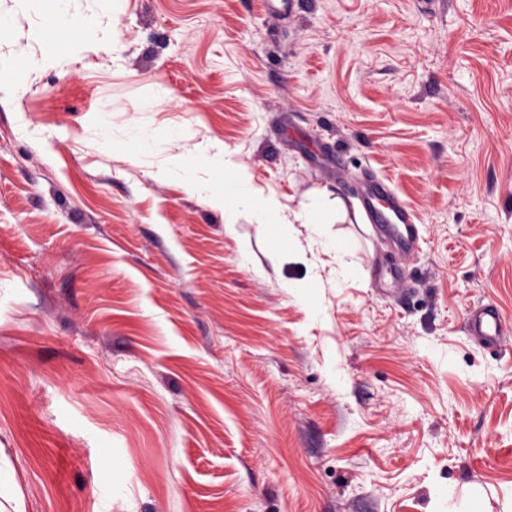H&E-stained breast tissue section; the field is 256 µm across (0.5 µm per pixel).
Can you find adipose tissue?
<instances>
[{
  "label": "adipose tissue",
  "instance_id": "obj_1",
  "mask_svg": "<svg viewBox=\"0 0 512 512\" xmlns=\"http://www.w3.org/2000/svg\"><path fill=\"white\" fill-rule=\"evenodd\" d=\"M88 135L101 154L107 156L114 148H122L130 165L151 164L157 176L177 180L185 193L198 197L205 206L223 214L225 231H234L243 208L251 210L265 223L281 221L278 201L256 192L246 175L225 157L220 145L202 142L189 154L171 152V144L182 139V132L155 126L144 119L133 124L103 121L91 126ZM202 166L213 170L212 176L204 181L197 176Z\"/></svg>",
  "mask_w": 512,
  "mask_h": 512
}]
</instances>
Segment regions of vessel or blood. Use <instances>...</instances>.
<instances>
[{
  "mask_svg": "<svg viewBox=\"0 0 512 512\" xmlns=\"http://www.w3.org/2000/svg\"><path fill=\"white\" fill-rule=\"evenodd\" d=\"M359 200L370 221L392 242L398 256H406L417 247L420 236L416 218L387 179L364 171ZM465 331L484 348L494 351L512 344V318L491 303L469 312Z\"/></svg>",
  "mask_w": 512,
  "mask_h": 512,
  "instance_id": "obj_1",
  "label": "vessel or blood"
}]
</instances>
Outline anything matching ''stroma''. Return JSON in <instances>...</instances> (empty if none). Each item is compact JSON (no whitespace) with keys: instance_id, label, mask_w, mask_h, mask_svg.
<instances>
[{"instance_id":"35a3bbf8","label":"stroma","mask_w":512,"mask_h":512,"mask_svg":"<svg viewBox=\"0 0 512 512\" xmlns=\"http://www.w3.org/2000/svg\"><path fill=\"white\" fill-rule=\"evenodd\" d=\"M0 0V448L21 512H512V0ZM86 52L51 57L67 40ZM148 118L222 144L292 217H224L105 157ZM422 246L385 298L362 171ZM317 208L319 228L295 220ZM349 238L336 258L318 236ZM319 282L320 316L291 287ZM115 455L132 474L100 493ZM43 0H16L17 7L25 12L36 15L45 27L56 19L81 18L85 14V0H52L49 13L42 10ZM465 331L468 336L478 340L484 348L494 351L506 349L507 345L512 344L511 320L493 303L481 305L470 311Z\"/></svg>"}]
</instances>
